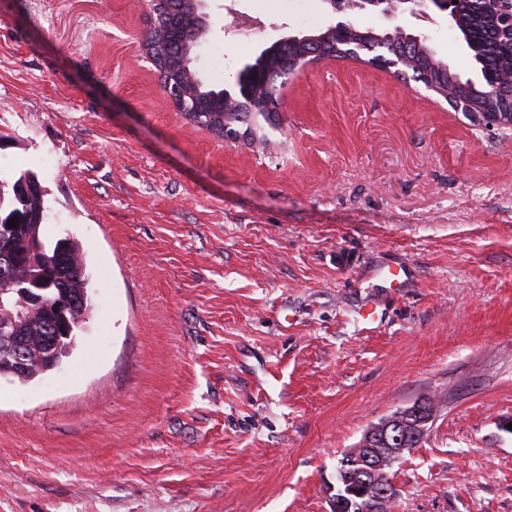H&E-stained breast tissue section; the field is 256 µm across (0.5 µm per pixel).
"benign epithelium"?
<instances>
[{"label":"benign epithelium","mask_w":512,"mask_h":512,"mask_svg":"<svg viewBox=\"0 0 512 512\" xmlns=\"http://www.w3.org/2000/svg\"><path fill=\"white\" fill-rule=\"evenodd\" d=\"M326 8L338 15V20L327 27V35L341 37L343 43L350 45V50L345 54L347 58H360L365 48L353 44L350 33L357 25V14L354 10L371 11L382 15L384 18L394 21L399 15H404L416 21L433 23L434 16H444L453 19V0H323ZM168 0H149L146 13V26L149 29L157 28L159 37L165 36V30L159 26L158 19L163 17V11ZM488 10L494 12L505 32H512V0H487ZM184 8L192 17L201 19L203 26L199 28L198 38L205 39L211 30L210 14L207 12V0H184ZM230 22L224 24V31H240L245 28L264 29V24L257 20L238 13L236 10L227 9ZM402 37L404 49L419 48L425 37L417 32H408L402 26L396 25L393 30H385L384 37L393 35ZM156 71L163 90L177 112H187L183 101V94L177 87L170 86L165 77V71L161 69L152 54H147ZM263 63L248 68L252 74L254 83L264 82L272 71L280 75L281 82L275 86L273 92L260 105L253 103L252 88L243 90L237 88L224 89V109H240L242 101L250 102L251 112H265L272 115L281 111L283 104V89L288 84V79L300 72L306 71L312 65L322 61L318 57L315 60L299 65L297 62L272 61L269 53H264ZM482 90L486 96L500 98L504 93H509L512 98V76H488L482 84ZM456 112H461L474 121H480L486 127H502L512 125V113L505 112L495 116L480 118L473 112L471 105L460 97L448 93L442 95ZM0 347L12 355L16 367H26L27 353L22 345L18 344L13 336H0ZM437 413L436 402L430 397H423L412 404L400 408L378 423L370 425L362 434L356 447L349 449L346 455L360 459V467L347 474L340 481L339 488L330 499L331 512H342L347 504L354 503L359 512H383L386 505L395 501L394 484L387 480V471L398 463L404 453L411 448L418 447L427 436Z\"/></svg>","instance_id":"1"}]
</instances>
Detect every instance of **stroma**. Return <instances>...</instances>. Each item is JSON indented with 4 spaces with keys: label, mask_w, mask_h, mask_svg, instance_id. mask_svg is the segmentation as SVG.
Returning <instances> with one entry per match:
<instances>
[{
    "label": "stroma",
    "mask_w": 512,
    "mask_h": 512,
    "mask_svg": "<svg viewBox=\"0 0 512 512\" xmlns=\"http://www.w3.org/2000/svg\"><path fill=\"white\" fill-rule=\"evenodd\" d=\"M193 69L233 87L322 0H235L264 30ZM147 0H0V179L34 172L92 311L62 365L0 377V512H329L343 451L437 396L395 512H512V127L352 60L293 77L263 146L175 112ZM430 44L462 78L446 20ZM406 265L400 288L375 274Z\"/></svg>",
    "instance_id": "stroma-1"
}]
</instances>
